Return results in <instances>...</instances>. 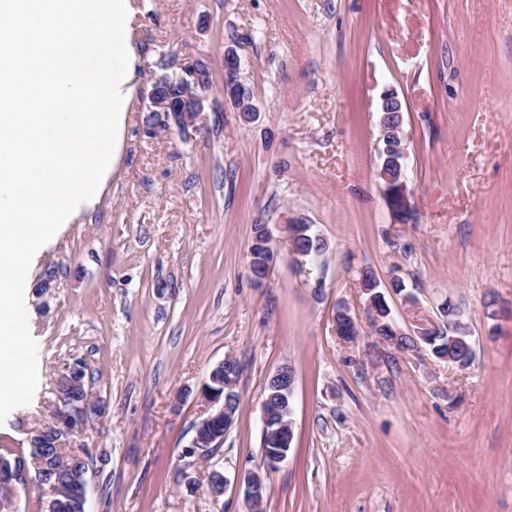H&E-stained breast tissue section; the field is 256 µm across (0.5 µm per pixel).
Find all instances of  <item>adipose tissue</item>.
I'll return each instance as SVG.
<instances>
[{"instance_id": "1", "label": "adipose tissue", "mask_w": 512, "mask_h": 512, "mask_svg": "<svg viewBox=\"0 0 512 512\" xmlns=\"http://www.w3.org/2000/svg\"><path fill=\"white\" fill-rule=\"evenodd\" d=\"M136 15V0H0V404L30 380V262L96 209L123 154Z\"/></svg>"}]
</instances>
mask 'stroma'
<instances>
[{
	"instance_id": "35a3bbf8",
	"label": "stroma",
	"mask_w": 512,
	"mask_h": 512,
	"mask_svg": "<svg viewBox=\"0 0 512 512\" xmlns=\"http://www.w3.org/2000/svg\"><path fill=\"white\" fill-rule=\"evenodd\" d=\"M140 87L122 164L96 211L32 263L33 378L0 406V451L27 453L50 423L65 366L87 365L106 412L70 445L97 456L86 512H512V0H139ZM234 48L258 114L224 97ZM197 82L205 111L162 128V78ZM404 105L409 223L377 177L384 88ZM300 220L326 239L314 263L283 256L255 283L254 225L284 240ZM401 278L397 324L441 322L451 303L474 359L372 336L360 269ZM346 303L360 336L336 338ZM239 406L214 456L186 455L212 407L202 390L226 357ZM295 374L292 448L262 454L261 403ZM261 471L260 503L207 491ZM194 478L189 491L185 478Z\"/></svg>"
}]
</instances>
